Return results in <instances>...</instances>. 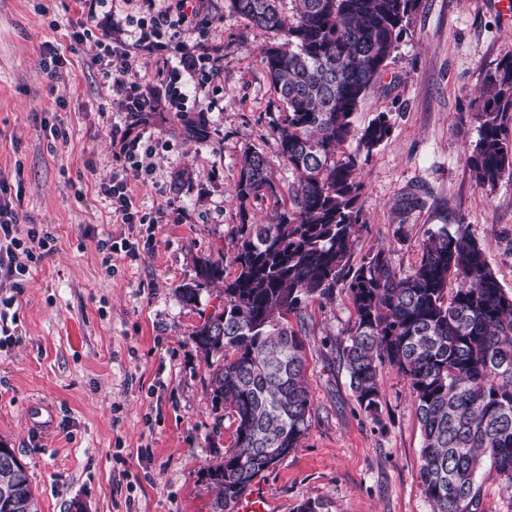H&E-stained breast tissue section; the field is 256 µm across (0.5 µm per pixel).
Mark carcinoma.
<instances>
[{
  "mask_svg": "<svg viewBox=\"0 0 512 512\" xmlns=\"http://www.w3.org/2000/svg\"><path fill=\"white\" fill-rule=\"evenodd\" d=\"M231 2L276 38L261 59L285 105L274 148L298 183L291 209L276 210L267 224L240 225L234 278H224V259L203 258L196 279L177 289L191 305L203 287L224 282V304L191 332L210 368L211 402L236 423L232 448L207 473L218 489L211 512H235L252 483L306 437L304 343L287 316L339 284L355 313L343 359L360 409L378 420L383 366L406 376L423 438L424 495L434 512H484L477 474L485 463L512 493V295L462 224L431 233L406 273L382 250L351 263L359 159L388 138L389 114L363 129L355 151L338 152L417 0H290L289 9L285 0ZM475 101L478 138L467 163L475 184L492 188L512 174V57ZM235 192L242 205L275 195L264 153H244ZM0 512H37L26 464L6 453Z\"/></svg>",
  "mask_w": 512,
  "mask_h": 512,
  "instance_id": "carcinoma-1",
  "label": "carcinoma"
}]
</instances>
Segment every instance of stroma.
Returning <instances> with one entry per match:
<instances>
[{
  "mask_svg": "<svg viewBox=\"0 0 512 512\" xmlns=\"http://www.w3.org/2000/svg\"><path fill=\"white\" fill-rule=\"evenodd\" d=\"M184 56L208 51L217 75L187 76L198 91L183 112L130 115L108 90L88 26L129 40L137 0L90 14L87 0H0V181L46 254L23 291L0 273L18 341L0 348V446L27 465L39 512H210L206 473L234 444V419L214 409L209 369L190 334L219 304V285L194 305L177 289L200 257L236 272L238 228L290 207L296 174L276 155L274 126L284 107L261 63L272 35L249 24L231 0H192ZM63 45L58 79L43 71L45 46ZM512 55V18L492 0H418L406 34L375 89L353 116L345 152L363 128L388 113L389 137L362 155L360 262L385 250L409 271L429 232L464 224L512 294V176L476 186L467 156L478 138L477 91ZM150 135L155 173L132 181L142 224H120L99 190L121 163L112 124ZM266 154L276 196L239 203L235 187L246 149ZM354 320L337 286L292 318L306 348L313 410L298 448L259 477L269 512H432L418 479L421 427L409 382L380 371L378 419L358 406L342 350ZM45 401L55 424L40 433L30 408Z\"/></svg>",
  "mask_w": 512,
  "mask_h": 512,
  "instance_id": "stroma-1",
  "label": "stroma"
}]
</instances>
